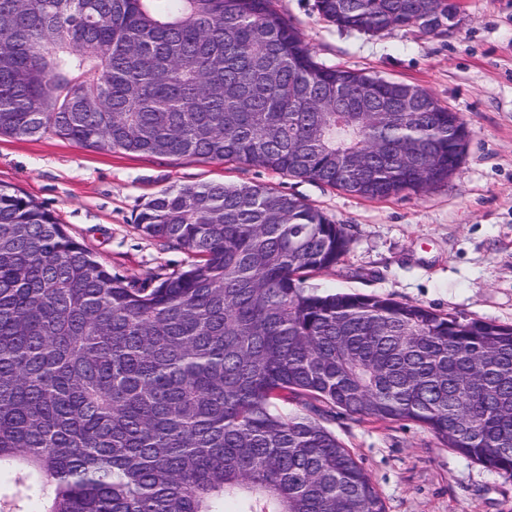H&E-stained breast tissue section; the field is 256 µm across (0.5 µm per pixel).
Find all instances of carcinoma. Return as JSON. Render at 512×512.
Returning a JSON list of instances; mask_svg holds the SVG:
<instances>
[{
  "mask_svg": "<svg viewBox=\"0 0 512 512\" xmlns=\"http://www.w3.org/2000/svg\"><path fill=\"white\" fill-rule=\"evenodd\" d=\"M276 2L0 0V135L236 161L366 199L448 183L465 121L322 63ZM450 8L315 2L371 34H432L424 17ZM136 222L187 268L152 287L116 275L0 185V512H385L325 407L418 423L512 474V325L308 287L350 240L272 187L172 186ZM299 399L308 412L283 410Z\"/></svg>",
  "mask_w": 512,
  "mask_h": 512,
  "instance_id": "cac0c4a2",
  "label": "carcinoma"
}]
</instances>
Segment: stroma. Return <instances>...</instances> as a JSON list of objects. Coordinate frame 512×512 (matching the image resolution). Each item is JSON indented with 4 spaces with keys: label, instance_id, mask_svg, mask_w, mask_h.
I'll list each match as a JSON object with an SVG mask.
<instances>
[{
    "label": "stroma",
    "instance_id": "35a3bbf8",
    "mask_svg": "<svg viewBox=\"0 0 512 512\" xmlns=\"http://www.w3.org/2000/svg\"><path fill=\"white\" fill-rule=\"evenodd\" d=\"M460 5L462 22L448 36H372L323 22L314 0L278 2L325 64L420 86L464 119V161L427 193L366 200L245 164L90 149L53 135H1L0 183L53 212L113 273L144 282L188 262L138 228L152 196L187 184L272 186L323 210L350 238L341 263L309 286L512 324V0ZM324 424L355 454L385 512H512V475L461 456L420 424L340 412Z\"/></svg>",
    "mask_w": 512,
    "mask_h": 512
}]
</instances>
